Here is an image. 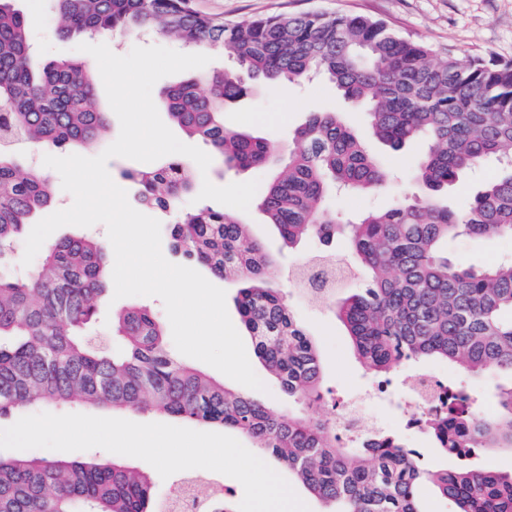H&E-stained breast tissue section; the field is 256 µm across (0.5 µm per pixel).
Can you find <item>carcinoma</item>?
Returning <instances> with one entry per match:
<instances>
[{
  "label": "carcinoma",
  "instance_id": "cac0c4a2",
  "mask_svg": "<svg viewBox=\"0 0 512 512\" xmlns=\"http://www.w3.org/2000/svg\"><path fill=\"white\" fill-rule=\"evenodd\" d=\"M61 38L123 33L173 38L197 52L222 51L216 68L165 87L161 105L188 137L236 168H264L282 145L224 127V106L257 81L298 83L313 76L336 86L366 114L370 136L393 150L424 138L429 148L415 175L423 194L347 224L325 207L336 189L350 195L380 188L385 172L366 139L337 112H312L287 144L279 174L260 207L282 240L348 238L364 273L352 295L332 305L357 359L389 379L398 361L433 358L470 377L506 374L497 412L479 420L471 394L434 420L431 438L461 464L439 469L414 460L399 435L348 448L332 418L277 414L172 356L161 322L142 306L112 312L98 335L107 292V255L85 237L45 244L25 273H0V416L41 404L150 411L234 429L269 459L288 467L324 512H424L416 496L428 482L455 512H512V472L468 463L481 448H512V259L481 268L451 257L448 242L467 237L512 239V62L465 63L359 15L276 14L215 22L192 0H49ZM97 77L87 62L51 61L36 52L24 15L0 0V264L55 201L50 179L22 167L26 148L45 144L77 151L103 140L108 113L96 103ZM493 159L498 174L471 201L453 206L444 191L468 170ZM124 176L139 200L161 211L194 188L189 161L165 159ZM170 235L175 252L224 280L242 283L241 321L257 357L288 395L321 398L316 347L268 285L274 265L236 216L207 205L182 211ZM0 512H161L150 476L117 462L55 460L29 453L0 456Z\"/></svg>",
  "mask_w": 512,
  "mask_h": 512
}]
</instances>
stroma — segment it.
Wrapping results in <instances>:
<instances>
[{"label":"stroma","mask_w":512,"mask_h":512,"mask_svg":"<svg viewBox=\"0 0 512 512\" xmlns=\"http://www.w3.org/2000/svg\"><path fill=\"white\" fill-rule=\"evenodd\" d=\"M193 4L202 15L224 22L249 21L286 12L362 14L387 22L441 54L451 51L463 60L493 57L512 61V0H193ZM17 6L25 14L32 36L46 58H81L77 39L56 35L48 0H18ZM312 112H337L349 126L361 132L366 129L364 113L350 110L335 87L320 78L271 89L255 88L225 107L224 125L232 130L255 131L284 144ZM369 148L387 174L385 184L370 193L329 197L326 206L330 212L353 214L384 209L415 193L412 175L428 150L427 141L410 142L395 152L373 140ZM241 218L274 256L275 266L268 281L285 293L289 307L315 342L323 367L324 396L304 409L282 391L256 354H249L255 373L265 385L256 397L280 414L304 410L310 417H324L331 412L334 400L349 398L369 388L373 380L356 360L350 338L333 307L308 300L294 290L289 276L322 249L349 255L348 242L339 235L326 246L308 240L291 248L282 243L257 204H250ZM449 251L465 264L483 267L512 256V240L460 239L450 244ZM419 368L467 388L479 396L486 409H495L494 391L501 382L499 376L465 378L452 365L434 359L420 363Z\"/></svg>","instance_id":"35a3bbf8"}]
</instances>
